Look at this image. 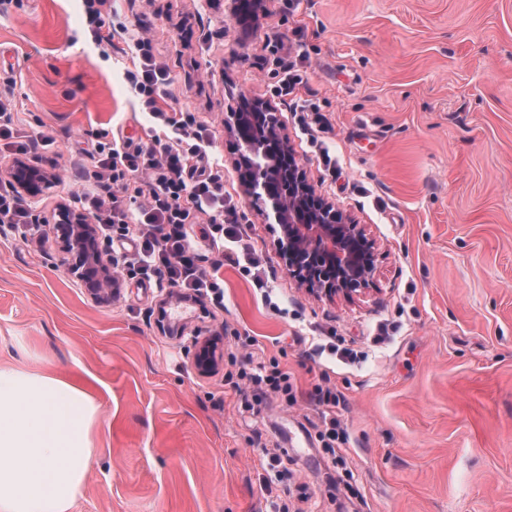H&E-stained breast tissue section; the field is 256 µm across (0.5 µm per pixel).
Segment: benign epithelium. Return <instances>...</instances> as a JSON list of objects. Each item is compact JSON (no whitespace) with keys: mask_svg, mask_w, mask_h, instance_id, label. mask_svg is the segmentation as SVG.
Instances as JSON below:
<instances>
[{"mask_svg":"<svg viewBox=\"0 0 512 512\" xmlns=\"http://www.w3.org/2000/svg\"><path fill=\"white\" fill-rule=\"evenodd\" d=\"M249 112H232L225 128L240 133L251 127L249 137L240 138L242 153L253 160L249 186L253 194L269 195V183L282 184L280 195L272 198L273 221L280 230V253L291 275L307 289L329 299L345 296L369 286L376 273V249L363 227L343 217L335 203L318 195L308 183L303 168L296 162L288 144L282 153L267 155L266 143L279 137L281 119L268 106L250 104ZM11 178L27 197L36 199L46 181L34 167L17 161ZM59 237L70 256L68 270L91 297L109 303L119 288L116 257L101 246L96 225L79 212H69L57 225ZM201 305L179 293H169L158 308L160 331L173 339L192 337L193 360L203 373L218 367V339L201 336L202 330L172 316V311L187 305Z\"/></svg>","mask_w":512,"mask_h":512,"instance_id":"obj_1","label":"benign epithelium"}]
</instances>
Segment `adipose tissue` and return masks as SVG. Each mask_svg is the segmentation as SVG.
<instances>
[{
  "mask_svg": "<svg viewBox=\"0 0 512 512\" xmlns=\"http://www.w3.org/2000/svg\"><path fill=\"white\" fill-rule=\"evenodd\" d=\"M98 413L80 384L0 367V512H71L95 460Z\"/></svg>",
  "mask_w": 512,
  "mask_h": 512,
  "instance_id": "obj_1",
  "label": "adipose tissue"
}]
</instances>
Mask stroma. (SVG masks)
<instances>
[{
	"mask_svg": "<svg viewBox=\"0 0 512 512\" xmlns=\"http://www.w3.org/2000/svg\"><path fill=\"white\" fill-rule=\"evenodd\" d=\"M107 0L122 40L91 34L81 0H0V92L53 141L26 155L49 184L39 231L0 224V365L84 383L99 406L96 464L72 512H512V0ZM142 36L224 165L237 235L200 244L224 297L186 311L219 335L199 375L188 339L160 333L166 274L122 277L95 302L55 224L80 142H149L124 72ZM305 77L274 92L286 63ZM315 103L325 122L294 109ZM279 112L316 192L378 249L370 289L329 301L291 277L269 201L251 197L224 127L241 102ZM259 259L264 285L246 271ZM352 351L332 355L330 345ZM288 372L290 397L241 372ZM335 389L344 464L321 441L317 388Z\"/></svg>",
	"mask_w": 512,
	"mask_h": 512,
	"instance_id": "1",
	"label": "stroma"
}]
</instances>
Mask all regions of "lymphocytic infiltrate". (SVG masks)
<instances>
[{"mask_svg":"<svg viewBox=\"0 0 512 512\" xmlns=\"http://www.w3.org/2000/svg\"><path fill=\"white\" fill-rule=\"evenodd\" d=\"M126 81L150 123L151 141L136 145L123 136L97 135L87 151L89 164L73 174L81 190L72 200L94 216L104 238L136 241V251L123 260L129 275L148 279L163 270L185 295H222L218 273H198L192 236L194 226L206 225L211 246L223 248L224 225L235 211L224 199V167L207 152L210 135L191 113L159 106L169 75L150 38L135 42ZM51 144L43 132L18 129L0 101V155L19 157ZM127 194L140 198L137 210L126 207Z\"/></svg>","mask_w":512,"mask_h":512,"instance_id":"lymphocytic-infiltrate-1","label":"lymphocytic infiltrate"}]
</instances>
